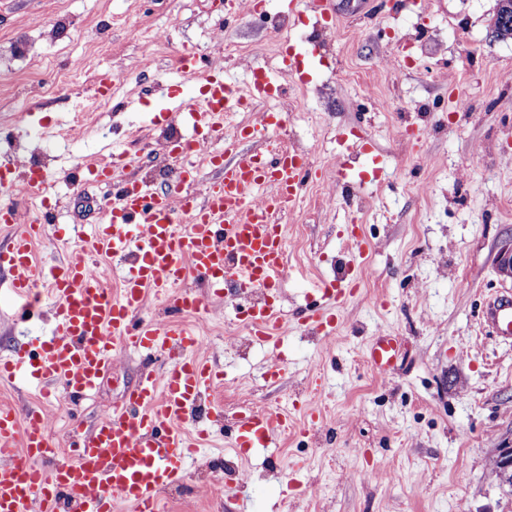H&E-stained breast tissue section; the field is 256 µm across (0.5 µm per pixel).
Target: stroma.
Returning a JSON list of instances; mask_svg holds the SVG:
<instances>
[{
  "label": "stroma",
  "mask_w": 512,
  "mask_h": 512,
  "mask_svg": "<svg viewBox=\"0 0 512 512\" xmlns=\"http://www.w3.org/2000/svg\"><path fill=\"white\" fill-rule=\"evenodd\" d=\"M281 2L262 0L261 11L242 9L228 24L225 0H0V166L20 182L39 165L49 199L39 210L17 189L0 194V207L37 210V261L67 260L112 204L109 185L86 181L87 166L119 147L136 157L126 178L168 189L174 162L161 139L192 130L153 118L200 86L172 67L174 56L197 53L239 88L265 70L276 96L230 113L224 132L295 99L309 103L279 132L313 167L279 217L287 270L266 295L282 320V371L269 376L276 349L250 335L233 294L184 318L224 372L208 395L224 418L185 423L188 436L203 424L209 437L182 480L161 491V512H512V487L495 464L512 445V341L480 325L486 299L512 292L496 270L512 243V38L492 30L497 0H426L398 21L386 0H331L332 32L309 10L286 17ZM62 16L69 27L51 35ZM290 47L310 82L284 73ZM101 79L114 83L111 100L94 96ZM127 99L133 110L114 108ZM355 136L385 163L374 171L363 154H344L350 168L371 172L366 189L347 191L336 156ZM325 280L350 292L328 337L305 321ZM52 327L48 299L39 315L17 318L0 273V356L48 339ZM382 335L402 342L385 375L366 357ZM145 361L122 350L76 401L59 384L40 392L17 382L0 384V403L44 410L63 448L119 403ZM250 409L288 413L293 427L275 446L235 448V418Z\"/></svg>",
  "instance_id": "1"
}]
</instances>
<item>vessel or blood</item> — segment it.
Masks as SVG:
<instances>
[{
  "label": "vessel or blood",
  "mask_w": 512,
  "mask_h": 512,
  "mask_svg": "<svg viewBox=\"0 0 512 512\" xmlns=\"http://www.w3.org/2000/svg\"><path fill=\"white\" fill-rule=\"evenodd\" d=\"M178 68L201 75L202 86L196 98L162 112L166 119H189L197 134L194 141L167 144L168 154L180 161L172 173L173 189L159 192L122 182L98 230L59 266L46 267L35 259L32 245L43 233L36 219L0 209V223L20 227L0 244V270L11 274L20 313L40 304L39 284L48 285L56 299L51 337L38 348L21 344L0 357V383L18 378L41 385L60 382L78 397L99 385L118 345L165 359L163 372L145 370L119 406L72 442L66 457L53 444L42 411L22 413L1 404L0 512H112L117 499L133 504L136 512H159L161 490L182 477L192 453L181 424L196 416L203 394L222 374L203 355L193 332L174 323L138 324L135 315L152 291L164 293L168 304L184 314L204 309L207 297L222 298L225 285L247 296L276 287L285 274L284 238L275 217L298 199L311 177L308 160L298 152L266 147L268 133L285 124L282 113L262 112L258 124L231 136L224 133L225 113L266 100L271 84L234 89L221 70H202L194 53L181 54ZM218 137L224 150L208 161L217 178L200 197L189 188L201 171L185 158L196 145ZM129 161L128 153H118L111 166L93 165L87 173L91 181L109 183ZM98 256L129 260L118 294L109 293L92 269ZM191 274L208 295L186 289ZM320 293V304L306 320L311 329L329 336L346 293L331 281L322 283ZM484 319L497 335L512 338V297L493 298ZM248 322L251 335L277 341L280 319L271 307L251 308ZM397 348L396 338L375 340L368 351L373 370L388 373ZM289 425L280 413H241L234 444L272 445Z\"/></svg>",
  "instance_id": "b4317fda"
}]
</instances>
